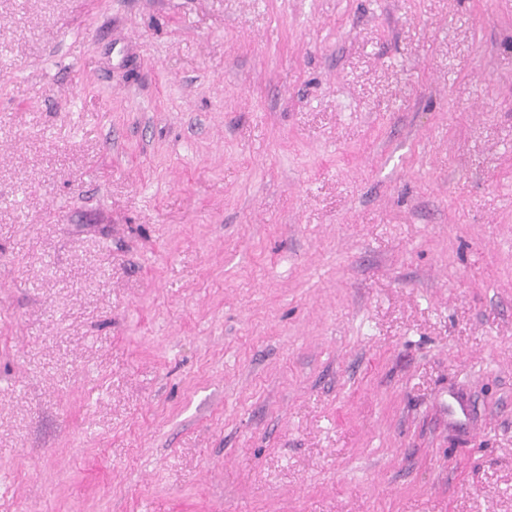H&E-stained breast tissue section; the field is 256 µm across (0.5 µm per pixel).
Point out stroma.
<instances>
[{
    "label": "stroma",
    "instance_id": "1",
    "mask_svg": "<svg viewBox=\"0 0 512 512\" xmlns=\"http://www.w3.org/2000/svg\"><path fill=\"white\" fill-rule=\"evenodd\" d=\"M0 512H512V0H0Z\"/></svg>",
    "mask_w": 512,
    "mask_h": 512
}]
</instances>
